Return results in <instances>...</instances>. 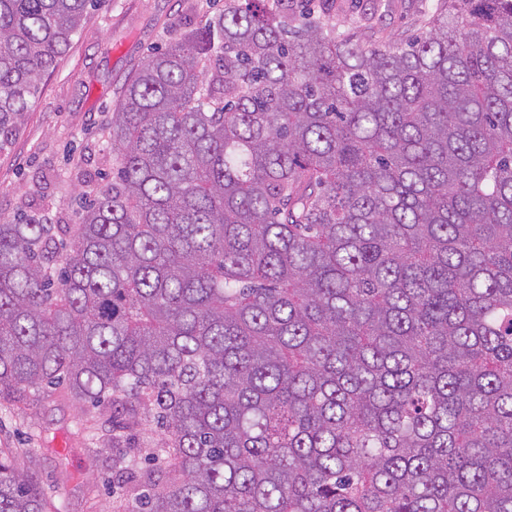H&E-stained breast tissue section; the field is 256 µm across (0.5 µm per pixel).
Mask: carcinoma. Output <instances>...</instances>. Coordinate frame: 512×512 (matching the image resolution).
Wrapping results in <instances>:
<instances>
[{
    "label": "carcinoma",
    "instance_id": "carcinoma-1",
    "mask_svg": "<svg viewBox=\"0 0 512 512\" xmlns=\"http://www.w3.org/2000/svg\"><path fill=\"white\" fill-rule=\"evenodd\" d=\"M106 2L0 0V147ZM334 12L224 0L119 88L65 252L0 216V405L155 423L129 512H512V0ZM0 512H48L2 449ZM424 0H336L340 29L361 26L375 40L401 42L415 33L414 20Z\"/></svg>",
    "mask_w": 512,
    "mask_h": 512
}]
</instances>
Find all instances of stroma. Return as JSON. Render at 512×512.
<instances>
[{
    "label": "stroma",
    "instance_id": "stroma-1",
    "mask_svg": "<svg viewBox=\"0 0 512 512\" xmlns=\"http://www.w3.org/2000/svg\"><path fill=\"white\" fill-rule=\"evenodd\" d=\"M423 2L336 0V22L401 42L414 34ZM223 9L224 0H108L91 12L0 149V214H39L55 225L57 238H68L80 193L112 173L102 127L132 67ZM111 428L108 408L60 392L34 407L0 405V448L36 476L48 512H126L132 499L112 462L138 455L160 432L136 427L112 448Z\"/></svg>",
    "mask_w": 512,
    "mask_h": 512
}]
</instances>
